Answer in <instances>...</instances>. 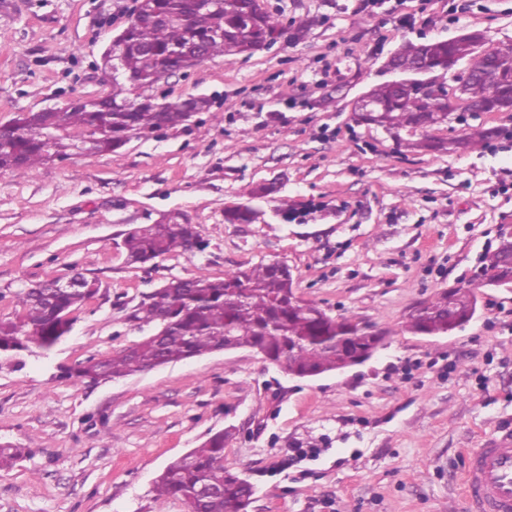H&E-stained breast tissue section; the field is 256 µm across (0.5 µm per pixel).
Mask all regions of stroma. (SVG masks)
<instances>
[{"label":"stroma","mask_w":512,"mask_h":512,"mask_svg":"<svg viewBox=\"0 0 512 512\" xmlns=\"http://www.w3.org/2000/svg\"><path fill=\"white\" fill-rule=\"evenodd\" d=\"M294 28L253 55L215 56L150 96H202L191 121L78 155L34 174L0 172V318L25 281L76 272L98 296L45 355L0 364V512H188L156 477L208 433L233 428L224 464L254 488L249 512H466L467 451L512 430V288L476 289L477 312L445 336L409 314L470 280L512 234V112L456 111L402 132L356 122L352 103L392 80L404 43L483 31L512 44V0H262ZM136 0H0V125L20 112L103 97L101 56ZM500 137L464 153L407 141ZM245 204L249 224H229ZM183 214L201 248L132 265L139 224ZM278 260L298 296L386 331L364 364L295 378L251 349L210 353L107 383L62 374L150 334L127 319L172 278H217Z\"/></svg>","instance_id":"obj_1"}]
</instances>
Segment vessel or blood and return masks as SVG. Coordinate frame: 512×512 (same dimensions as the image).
<instances>
[{
	"mask_svg": "<svg viewBox=\"0 0 512 512\" xmlns=\"http://www.w3.org/2000/svg\"><path fill=\"white\" fill-rule=\"evenodd\" d=\"M467 457L461 473L467 512H512V433Z\"/></svg>",
	"mask_w": 512,
	"mask_h": 512,
	"instance_id": "vessel-or-blood-1",
	"label": "vessel or blood"
}]
</instances>
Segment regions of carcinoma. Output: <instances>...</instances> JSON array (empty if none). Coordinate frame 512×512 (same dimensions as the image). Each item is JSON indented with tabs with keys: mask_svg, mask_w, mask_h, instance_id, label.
Masks as SVG:
<instances>
[{
	"mask_svg": "<svg viewBox=\"0 0 512 512\" xmlns=\"http://www.w3.org/2000/svg\"><path fill=\"white\" fill-rule=\"evenodd\" d=\"M252 0H224V9L204 12L192 0H145L137 22L128 30L120 49L123 69L134 85L149 88L180 70H188L218 55L233 57L255 53L257 44L271 38L293 39L294 33L268 13L255 14ZM172 19L158 23L154 15ZM224 31V38L210 33ZM195 42L197 53L188 59L171 57L176 45ZM469 52L465 41L434 40L407 44L392 61H430L437 71L448 68V58ZM476 76L466 87L467 96L489 109L512 108V46L495 48L472 59ZM125 84L115 80L112 94L88 98L79 104L41 112H22L13 126L0 133V171L29 174L39 164L73 152L115 153L134 136L186 122L187 109L203 110L208 101L188 97L159 101L151 96L130 99ZM383 105L382 124L388 131L424 128L440 119L438 107L405 86L389 83L369 90ZM500 129L476 128L469 135L443 141L425 138L416 147L423 150H467L497 137ZM230 224H250L252 208L225 211ZM198 239L195 225L175 216L157 224L133 228L123 245L132 264H147L172 252L188 251ZM512 255V239L504 237L486 256L476 275L480 284H512V268L500 260ZM57 279L28 283L16 292L21 312L14 319H0V357L46 353L69 334L73 314L100 291L99 281L85 278L81 288L56 287ZM477 309L476 297L467 298L451 288L424 306L421 314H410V331L426 335L451 334L468 324ZM132 322L154 324L160 334H151L106 358H91L66 370L76 383L107 382L168 363L208 352L254 349L266 360L298 378L320 376L341 367L369 360L382 345L385 333H367L348 317H335L318 304L296 295L288 266L272 262L230 271L222 278L199 276L174 279L146 295L132 307ZM229 432L218 431L199 447L172 462L159 476L160 496L180 499L188 512H247L253 487L240 474L224 466V442Z\"/></svg>",
	"mask_w": 512,
	"mask_h": 512,
	"instance_id": "carcinoma-1",
	"label": "carcinoma"
}]
</instances>
